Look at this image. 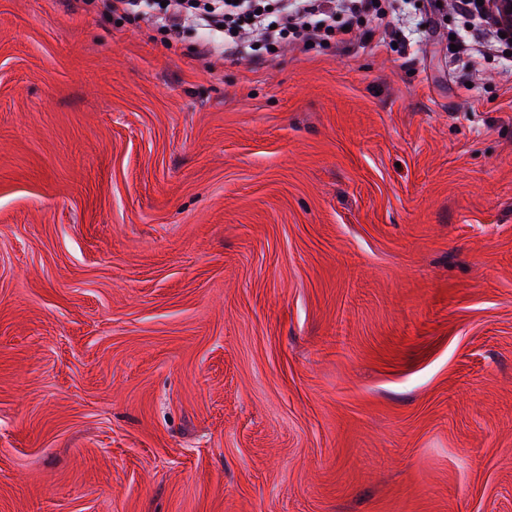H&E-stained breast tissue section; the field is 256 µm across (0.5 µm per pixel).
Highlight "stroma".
Wrapping results in <instances>:
<instances>
[{
  "mask_svg": "<svg viewBox=\"0 0 512 512\" xmlns=\"http://www.w3.org/2000/svg\"><path fill=\"white\" fill-rule=\"evenodd\" d=\"M207 71L0 0V512H512V41Z\"/></svg>",
  "mask_w": 512,
  "mask_h": 512,
  "instance_id": "35a3bbf8",
  "label": "stroma"
}]
</instances>
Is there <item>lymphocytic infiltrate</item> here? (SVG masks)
Returning a JSON list of instances; mask_svg holds the SVG:
<instances>
[{"mask_svg": "<svg viewBox=\"0 0 512 512\" xmlns=\"http://www.w3.org/2000/svg\"><path fill=\"white\" fill-rule=\"evenodd\" d=\"M118 18L133 17L173 36L192 27L204 33L197 57L265 64L271 52L309 53L330 42L349 48L368 35L406 40V29L381 0H83Z\"/></svg>", "mask_w": 512, "mask_h": 512, "instance_id": "f902f5d3", "label": "lymphocytic infiltrate"}]
</instances>
